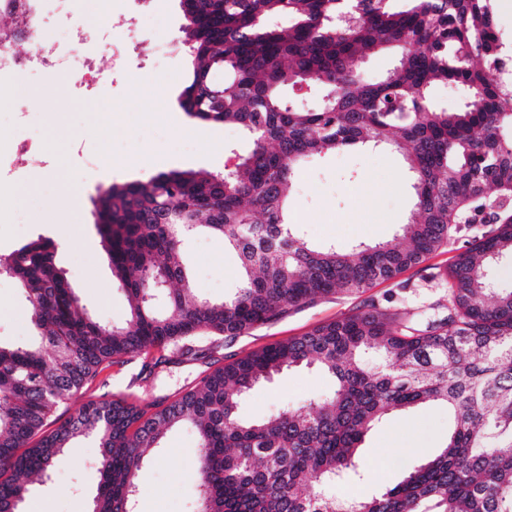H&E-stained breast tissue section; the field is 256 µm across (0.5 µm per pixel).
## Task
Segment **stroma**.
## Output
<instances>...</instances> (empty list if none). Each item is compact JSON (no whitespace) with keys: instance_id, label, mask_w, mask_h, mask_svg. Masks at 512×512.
<instances>
[{"instance_id":"35a3bbf8","label":"stroma","mask_w":512,"mask_h":512,"mask_svg":"<svg viewBox=\"0 0 512 512\" xmlns=\"http://www.w3.org/2000/svg\"><path fill=\"white\" fill-rule=\"evenodd\" d=\"M69 7L91 35L86 51L104 78L87 85L65 69L0 75V86L9 93L0 110L15 116L14 124L0 128V142L29 140L56 164L55 178L34 188L31 171L14 170L9 152L0 153V187L7 190L0 255L8 256L27 241L53 240L58 232H66L72 245L57 251V265L100 322L119 323L129 305L94 226L99 192L114 183L145 181L171 170L218 173L249 143L239 127L202 122L178 105L190 68L189 51L182 44L180 0H112L113 10L145 14L144 29L130 36L112 31L82 0H70ZM106 122L112 125L114 158L85 170L84 157L97 152L88 130ZM60 181L78 195V208L66 207L56 191ZM412 205L411 176L403 157L366 146L309 159L295 180L289 220L311 243L331 242L346 249L358 242L393 239ZM60 216L65 225L57 224ZM186 254L201 294L220 300L236 287L238 258L221 240L194 237L186 244ZM443 293L415 267L366 292L335 295L292 310L234 340L217 337L209 358L172 364L155 375L145 371L141 355L122 365L106 363L76 397L56 409L54 419H68L89 400L124 397L142 405L158 403L234 358L303 335L357 312L369 301L411 307ZM31 334L30 312L18 285L1 274L0 343L24 344ZM331 388V379L316 369L292 370L254 389L240 403L239 414L257 419L300 407ZM449 426L442 406L391 413L365 436L359 448L362 479L347 485V492L370 495L395 485L412 466L445 446ZM161 445V452H149L141 465L136 512H192L196 437L181 427L168 432ZM99 458L95 439L74 441L51 480L33 484L24 512H89L100 481Z\"/></svg>"}]
</instances>
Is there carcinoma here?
<instances>
[{
    "label": "carcinoma",
    "instance_id": "1",
    "mask_svg": "<svg viewBox=\"0 0 512 512\" xmlns=\"http://www.w3.org/2000/svg\"><path fill=\"white\" fill-rule=\"evenodd\" d=\"M495 0H192L181 28L193 79L180 107L212 124H236L250 142L223 173L170 171L112 184L95 227L112 274L129 297L123 324L96 321L55 262L56 246L22 245L0 271L15 278L39 342L0 344V512L18 509L28 484L48 478L72 440L101 448L92 512H134L145 455L165 433H196L197 506L209 512H512V290L494 287L512 257V47L496 32ZM20 37L25 12L0 0ZM288 18L281 26L278 19ZM400 51L378 79L358 62ZM325 91L314 110L284 89ZM465 93L448 110L436 84ZM403 154L413 175L408 223L390 241L348 251L311 244L288 223V199L306 159L355 146ZM489 212L482 236L429 280L447 303L411 312L374 303L285 342L238 357L169 403L81 404L45 430L106 362L155 350L194 359L201 336L234 339L292 309L364 293L448 243L471 212ZM224 241L239 259L222 300L195 287L188 235ZM377 354L370 365L365 355ZM301 366L333 381L298 409L254 421L237 414L256 386ZM441 404L446 445L372 496L330 489L358 475V449L394 410Z\"/></svg>",
    "mask_w": 512,
    "mask_h": 512
}]
</instances>
